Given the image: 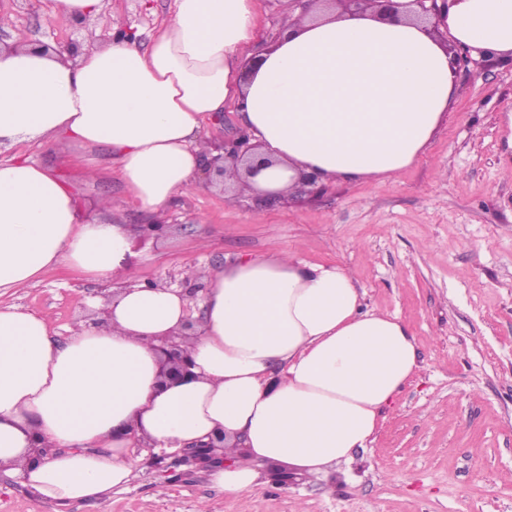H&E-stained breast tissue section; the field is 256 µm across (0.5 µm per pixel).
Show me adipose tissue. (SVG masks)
I'll return each instance as SVG.
<instances>
[{
	"instance_id": "ef3b65f1",
	"label": "adipose tissue",
	"mask_w": 512,
	"mask_h": 512,
	"mask_svg": "<svg viewBox=\"0 0 512 512\" xmlns=\"http://www.w3.org/2000/svg\"><path fill=\"white\" fill-rule=\"evenodd\" d=\"M379 21L316 0L259 55L255 0H174L141 45L120 22L103 49L0 48V145L66 139L104 151L125 200L162 217L201 187L206 119L234 106L269 168L252 187L287 192L299 171L322 181L397 175L423 153L458 93L448 52L399 0ZM449 34L512 54V0H455ZM128 230L83 221L62 183L23 157L0 161V293L67 263L124 277ZM204 324L181 335L189 297L140 284L113 295L97 324L59 344L49 318L0 307V472L66 507L101 502L139 469L133 439L174 453L226 432L212 481L262 485L259 463L306 477L352 459L418 367L398 316L367 309L340 265L292 256L204 270ZM179 336L190 379L159 387V346Z\"/></svg>"
}]
</instances>
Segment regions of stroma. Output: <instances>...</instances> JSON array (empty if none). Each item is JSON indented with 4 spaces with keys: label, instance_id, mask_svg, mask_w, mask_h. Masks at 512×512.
I'll use <instances>...</instances> for the list:
<instances>
[{
    "label": "stroma",
    "instance_id": "1",
    "mask_svg": "<svg viewBox=\"0 0 512 512\" xmlns=\"http://www.w3.org/2000/svg\"><path fill=\"white\" fill-rule=\"evenodd\" d=\"M0 40L86 48L84 23L50 16L45 0H0ZM173 15V0H104L95 39L112 40L113 18L149 43ZM463 91L449 105L420 158L379 181L326 183L317 195L289 197L261 211L229 206L208 186L182 196L163 229L139 232L149 216L122 202L114 175L84 174L90 153L69 143L1 146L48 167L72 193L84 220L126 225L124 279L108 282L61 264L33 284L0 295L50 316L65 342L79 322L97 323L109 292L176 279L190 287V320L202 268L290 254L350 269L368 308L409 327L418 368L383 413L368 448L350 463L253 492L225 493L210 470L145 447L131 450L140 478L102 503L68 512H512V63L481 74L456 72ZM116 207H100L101 198ZM0 512H56L19 479L0 475Z\"/></svg>",
    "mask_w": 512,
    "mask_h": 512
}]
</instances>
